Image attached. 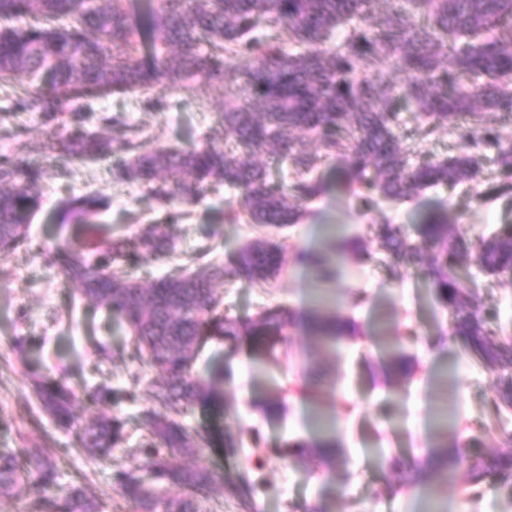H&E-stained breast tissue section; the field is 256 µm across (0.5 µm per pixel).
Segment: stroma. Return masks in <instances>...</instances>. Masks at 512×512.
Wrapping results in <instances>:
<instances>
[{"label":"stroma","mask_w":512,"mask_h":512,"mask_svg":"<svg viewBox=\"0 0 512 512\" xmlns=\"http://www.w3.org/2000/svg\"><path fill=\"white\" fill-rule=\"evenodd\" d=\"M167 100L169 109L162 113L141 111L130 94L96 98L91 106L94 111L124 117L125 126L110 128L112 138L122 139L130 125L153 142L175 149L202 144L213 113L223 106L221 90L206 84L189 94L168 93ZM345 166L341 159L326 163L324 193L292 226L260 230L247 223H225L224 207L232 194L221 185L190 207L179 225L175 248L181 264L207 241L216 246L210 261L227 268L236 266L242 247L256 237L279 244L283 265L268 283L252 282L242 274L218 283L231 316L245 320L267 306H285L298 314L305 311L324 284L297 255L318 252L338 268L335 278L324 285L329 289V305L360 327L356 338L330 349L317 344L301 325H294L288 330L284 352L261 365L254 360L249 338H240L233 346L206 345L197 373L206 379L222 369L223 403L194 407L184 422L191 431L209 438L208 446L198 452L197 463L224 478V496L209 506L212 512H305L310 505L321 506L324 512H426L432 504L437 512H512V497L495 481L468 488L462 469L440 485L436 495L424 488L392 494L390 486L397 476L381 465V454L392 450L408 457L421 455L433 420L431 381L437 371L454 369L458 393L448 409L454 433H466L470 423L489 416L494 382L466 355L459 337L453 336L448 314L436 303L433 284L423 271L391 264L381 251L364 264L352 255L341 260L335 239L327 233L322 231L313 240L308 237L310 225L343 224L348 236L365 245L372 240V224L384 214L417 243L421 240L419 217L440 206L447 210L453 232L471 238L487 235L501 224L512 223L511 203L479 199L503 174L488 159L470 188L430 187L412 201H383L378 210L368 213L342 187ZM43 184V203L31 218L28 232L33 242L52 250L64 247L70 236L69 230L58 226V208L72 196L102 198L106 207L98 214V222L129 236L146 230L160 217L146 188L115 182L106 160L76 163L67 177L47 170ZM464 266L483 307L496 309L499 325L512 333V277L487 275L470 258ZM358 290L368 300L350 307V296ZM73 291L58 268L46 265L33 250L23 247L0 257V298L7 300L0 305V420L5 423L0 448H51L58 453L61 486H84L88 496L105 501L107 512H136L116 492L112 473L118 467L141 464L125 451L144 439L138 416L149 406L150 394L144 389L137 402L125 399L127 375L137 369V362L127 357L106 359L98 353L103 342H111L116 349L123 346L124 333L108 329L106 311L93 309ZM379 318L390 335L403 339L416 361L413 377L397 386L379 370L378 353L369 339ZM410 330L415 338H407ZM16 337L26 339L24 350L11 349L10 341ZM315 363L325 372L322 407L338 418L331 432L347 458L346 467L337 472L297 462L284 452L288 441L308 439L317 430L313 404L304 389ZM36 365L65 375L81 393L111 388L108 405L85 404L78 410L85 419L106 413L124 421L125 446L113 449L111 460L94 462L72 451L70 431L57 427L33 394L28 369ZM276 393L281 394L284 409L277 416H265L255 402Z\"/></svg>","instance_id":"1"}]
</instances>
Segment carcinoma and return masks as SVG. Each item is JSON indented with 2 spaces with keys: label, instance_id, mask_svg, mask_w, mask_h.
Here are the masks:
<instances>
[{
  "label": "carcinoma",
  "instance_id": "carcinoma-1",
  "mask_svg": "<svg viewBox=\"0 0 512 512\" xmlns=\"http://www.w3.org/2000/svg\"><path fill=\"white\" fill-rule=\"evenodd\" d=\"M250 65L243 67L239 60ZM406 76L401 88L396 74ZM20 79L15 106L39 112L59 128L35 147L48 163L108 158L122 183L145 187L163 216L134 238L113 235L100 249L47 254L89 302L117 314L129 337L122 353L148 366L154 377L129 375L125 395L136 401L149 383L152 405L139 415L148 441L129 454L144 456L145 473L119 468L114 484L136 512H206L203 503L224 495V481L182 459L205 447L208 439L191 433L182 417L217 393L196 372L197 358L213 340L235 342L250 336L254 359L263 362L295 324L293 311L267 308L242 322L224 312L213 287L227 275L210 264L178 268L145 288L122 275V267L142 258L164 261L174 249L185 211L209 187L220 183L237 193L225 220L245 217L254 224L281 228L296 223L306 205L321 195L319 165L342 156L348 160L345 185L367 209L372 194L390 202L446 186L471 182L485 157L506 178L490 190L492 198L512 200V138L491 126L495 112L512 122V0H146L135 12L129 0H0V84ZM197 84L242 96L224 100L206 142L185 149L147 144L136 129L116 141L105 128L118 122L102 115V130L91 131L93 113L78 101L108 94L139 95L145 112H164L160 85L184 93ZM415 108L412 127L400 114ZM464 143L465 151L440 160L407 164V145L441 128ZM317 143L309 150L297 137ZM28 145L0 155V255L29 245V218L41 207L45 169L27 161ZM266 151L291 177L273 181L253 157ZM186 171L189 178L170 183L166 173ZM95 196L64 201L61 218L88 232L86 218L105 207ZM374 237L390 261L420 267L432 280L439 304L451 314V328L467 355L495 384L493 415L463 441L448 442L442 423L427 439L423 457L405 462L388 458L400 474L393 493L462 468L471 487L491 479L512 496V454L471 451L475 441L496 430V418L512 409V336L496 329L495 311L479 309L477 295L458 274L464 258L475 257L491 276L512 275V224L472 240L448 232V217L430 214L421 225L422 243L407 240L402 228L386 219ZM339 258L351 251L371 259L358 242L341 234ZM242 271L261 282L280 269L277 245L258 238L241 253ZM307 329L322 346L338 345L356 334L354 323L317 303ZM381 366L402 381L411 357L400 341L381 333L371 337ZM33 390L41 410L71 430L75 450L107 458L124 441V421L115 415L81 424L75 401L111 398L106 388L80 394L63 375L36 374ZM285 452L304 464L337 470L345 466L335 436L324 428L309 440L288 444ZM33 480L40 488L39 512H105L80 486L62 489L55 453L44 449L0 448V496L12 495Z\"/></svg>",
  "mask_w": 512,
  "mask_h": 512
}]
</instances>
